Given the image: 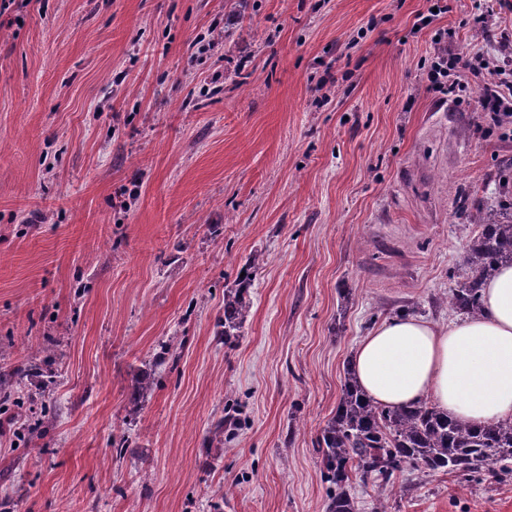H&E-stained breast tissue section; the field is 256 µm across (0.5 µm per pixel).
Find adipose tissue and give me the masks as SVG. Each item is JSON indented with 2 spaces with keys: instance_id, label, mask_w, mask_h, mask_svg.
<instances>
[{
  "instance_id": "obj_1",
  "label": "adipose tissue",
  "mask_w": 512,
  "mask_h": 512,
  "mask_svg": "<svg viewBox=\"0 0 512 512\" xmlns=\"http://www.w3.org/2000/svg\"><path fill=\"white\" fill-rule=\"evenodd\" d=\"M481 295L476 317L439 326L401 315L374 328L350 358L364 393L386 407L427 398L470 426L512 418V265L501 266Z\"/></svg>"
}]
</instances>
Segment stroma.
Here are the masks:
<instances>
[{
  "label": "stroma",
  "mask_w": 512,
  "mask_h": 512,
  "mask_svg": "<svg viewBox=\"0 0 512 512\" xmlns=\"http://www.w3.org/2000/svg\"><path fill=\"white\" fill-rule=\"evenodd\" d=\"M447 3L422 28L430 0H0V374L51 353L48 396L28 378L0 402L39 429L0 434V512H326L317 440L356 343L454 320L459 199H512V123L427 80L444 29L511 74L512 0ZM352 492L512 512L490 475ZM224 290V342L231 344L240 336V329L250 316V301L246 298V285Z\"/></svg>",
  "instance_id": "35a3bbf8"
}]
</instances>
